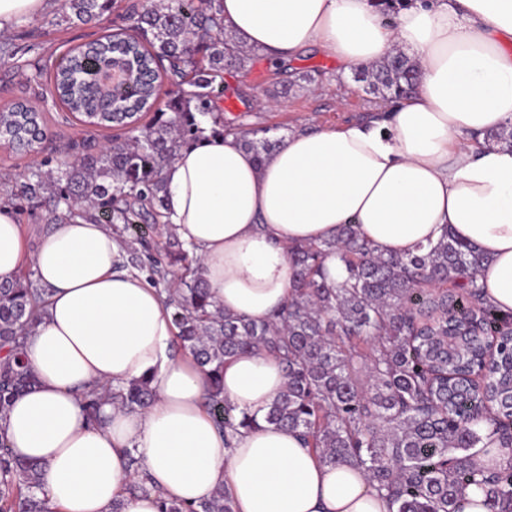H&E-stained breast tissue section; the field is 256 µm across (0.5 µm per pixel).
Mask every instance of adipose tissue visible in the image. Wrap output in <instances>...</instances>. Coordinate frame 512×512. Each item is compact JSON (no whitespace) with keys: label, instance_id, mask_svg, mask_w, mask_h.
Segmentation results:
<instances>
[{"label":"adipose tissue","instance_id":"1","mask_svg":"<svg viewBox=\"0 0 512 512\" xmlns=\"http://www.w3.org/2000/svg\"><path fill=\"white\" fill-rule=\"evenodd\" d=\"M239 45L285 65L313 48L343 68L402 52L413 94L371 125L289 133L256 157L234 134L209 132L165 168L163 223L200 259L214 300L262 322L288 300L287 248L334 238L355 224L384 254L407 255L445 233L489 257L484 297L512 312V150L463 143L512 124V0H409L387 23L376 0H222ZM105 224H56L28 250L0 204V282L31 264L48 303L29 332L36 377L0 419L14 455L43 466L53 512H158L224 490L233 512H391L365 475L319 462L297 432L265 424L285 387L278 361L244 352L224 364V397L259 418L220 432L206 377L173 354L175 327L156 288L124 267ZM149 379L154 400L101 407L90 422L82 392ZM137 457L147 491L133 490Z\"/></svg>","mask_w":512,"mask_h":512}]
</instances>
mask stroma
<instances>
[{"mask_svg": "<svg viewBox=\"0 0 512 512\" xmlns=\"http://www.w3.org/2000/svg\"><path fill=\"white\" fill-rule=\"evenodd\" d=\"M134 0H116L111 11L97 23L58 27L57 8L26 19L1 36L13 44L16 55L0 58V109L22 101H35L45 117L47 138L39 153L13 154L0 149V177H18L28 167L67 151L83 141L86 131L52 98L36 99L32 76L49 57L68 48L129 27L126 9ZM323 70L313 78L314 70ZM225 92L218 99L225 119L247 130L273 128L276 136L313 126H339L351 121H369L386 112V102L366 92L353 72L344 71L336 60L316 52L301 55L286 72L273 74L269 63L253 58L246 71L225 75Z\"/></svg>", "mask_w": 512, "mask_h": 512, "instance_id": "1", "label": "stroma"}]
</instances>
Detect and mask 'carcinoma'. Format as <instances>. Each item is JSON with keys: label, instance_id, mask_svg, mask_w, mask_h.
Wrapping results in <instances>:
<instances>
[{"label": "carcinoma", "instance_id": "obj_1", "mask_svg": "<svg viewBox=\"0 0 512 512\" xmlns=\"http://www.w3.org/2000/svg\"><path fill=\"white\" fill-rule=\"evenodd\" d=\"M221 0H148L131 6L135 38L106 35L71 49L59 63L37 69L53 72L59 104L92 128H129V139L87 149L74 160H47L55 168H30L23 181L0 199H47L50 223L86 218L116 224L125 235L159 223L163 169L176 151L203 132L200 117L211 115L212 132L226 134L215 84L225 72L243 69L253 53L226 35ZM113 0H67L55 22L89 24L112 9ZM210 39L189 53L190 34ZM136 60L142 79L103 89L97 75L112 58ZM191 89L157 108L151 123L138 124L154 107L162 77ZM355 78L398 103L414 86L415 64L403 53ZM44 126L42 112L27 105L0 110V147L32 125ZM244 146L257 156L280 140L243 131ZM288 304L272 319L256 323L227 312L211 299L196 258L169 236L165 261H151V280L167 283L165 267L183 270L181 287L167 288L176 345L187 351L210 381L208 411L231 432L258 426L224 399V360L246 351L276 355L287 384L265 416L269 424L298 431L323 463L361 469L395 512H461L465 490L479 484L491 512H512V461L484 467L475 448L488 426L501 447H512V313L486 302L480 276L489 259L470 243L448 233L422 254L385 256L362 238L355 224L340 225L336 237L291 245ZM336 260L345 273L334 281L325 262ZM45 290L28 276L0 284V417L35 383L23 361L28 330ZM127 407H145L150 382L132 381L107 390ZM103 396L84 394L93 423L100 421ZM0 512H48L41 466L18 459L0 437ZM159 512H233L219 489L194 506L162 500Z\"/></svg>", "mask_w": 512, "mask_h": 512}]
</instances>
